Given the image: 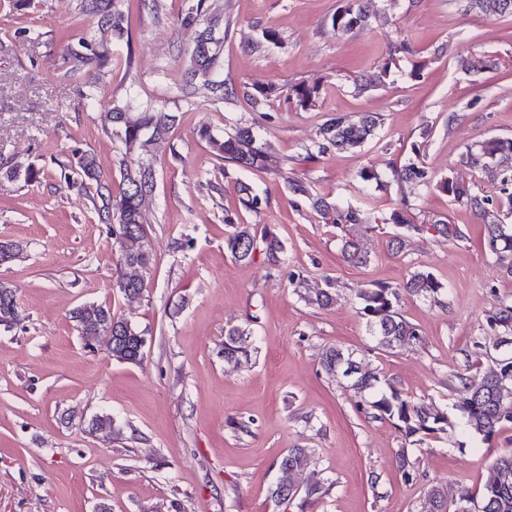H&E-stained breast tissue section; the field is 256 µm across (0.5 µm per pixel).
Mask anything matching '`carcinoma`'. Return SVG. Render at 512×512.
Here are the masks:
<instances>
[{"mask_svg":"<svg viewBox=\"0 0 512 512\" xmlns=\"http://www.w3.org/2000/svg\"><path fill=\"white\" fill-rule=\"evenodd\" d=\"M369 0H342V6L330 17L331 27L342 33L361 30L367 26L370 18ZM467 7L486 15L512 16V0H467ZM81 13L96 20L99 36L82 38L64 45L62 50V76L75 83L81 98L94 101L98 98L99 76L112 67V44L123 40L127 29L124 26V14L117 9V0H80ZM207 0H192L179 25L192 27L199 24L207 15ZM230 21H225L224 32L217 35L219 20L209 18L207 26L199 31L189 56L186 80L179 88L184 97H191L196 85L205 87L215 101L224 100L229 88L219 76L218 66L224 50V39L228 36ZM389 61L383 70L365 79L358 76L353 84L358 93H364L372 87L382 84L389 76ZM320 85L302 83L294 86L288 93V99L301 109L315 105ZM280 93L276 86L254 87L248 94L256 106ZM176 116L168 112H158L150 103L133 111V106L114 105L104 113L105 130L112 133L123 145L119 159L120 182L118 194L112 193V187L101 182L100 173L94 157L88 153L74 154L75 164L69 172L63 174L68 186L82 190L91 182L97 183L98 194L102 201L101 215L112 223V236L118 251L119 271L113 287L126 297L138 295L144 286L143 273L154 264V256L145 243L142 203L155 187V170L152 163L144 157L155 152L158 145L165 142L173 129ZM381 121L372 112H363L358 119L349 120L343 116L330 114L319 128L318 152L324 153L333 148L338 151L355 152L376 136ZM210 151L224 161L242 170H268L271 166V149L266 143L257 140L251 126H237L222 137L213 134L208 126L199 131ZM512 159V139H496L483 143L480 151L470 156L471 164L488 173L490 181L496 185L499 194L508 205V214H512V169L508 160ZM43 170L33 164L16 165L6 175L27 183L37 182ZM277 177L288 184L289 190L298 196L310 200L312 209L324 224L342 226L343 257L354 263L365 261L360 247L359 228L366 223L360 210L341 208L323 196L312 195L304 183L288 176L285 170H275ZM392 175L398 182H408L426 187L431 179L420 156L411 157L407 162L393 168ZM439 187L455 202H461L474 210L481 211L490 196L474 193L471 187L460 182L455 176L448 175L439 181ZM241 209L252 212L261 204V197L248 186L243 187L239 199ZM383 224H395L399 227H414L404 208H394L389 215L381 218ZM486 244L488 250L500 262L507 263V271L512 273V224L487 225ZM224 248L230 256L241 262L250 261L257 249H262L270 263L281 264L285 255L283 241L269 233L257 234L249 224H237L224 239ZM23 248L18 243H0V264L19 259ZM404 290L408 293L438 301L444 286L429 272L414 273L406 282ZM357 298L361 314L376 338L377 344L387 350H393L420 340V334L414 324L406 320L396 309L399 290L386 284H375L361 289ZM21 321L16 305V286L8 281H0V326L10 329ZM72 321L85 341L86 346H103L112 359L123 363H138L144 355L145 331L131 322L118 317L112 308L102 303H85L72 310ZM490 326L512 332V305H503L489 317ZM248 356L246 333L239 328H231L225 333L224 358L238 361ZM354 364L352 355L341 348L331 347L322 358L324 370L334 376L341 373L347 376V370ZM512 373V357L498 360L495 370L481 381L473 382L465 378L461 382L466 396L454 404L464 427L470 433L490 440L496 433L512 427V392L500 385L499 375ZM352 387L357 392L369 391L372 399L366 401V409L374 416L395 423L405 438L417 435L434 436L454 428L448 417V411L433 404L411 400L402 396L394 387L389 392L377 393L380 378L372 372L356 366L351 378ZM309 465V454L305 448H291L281 458L280 480L271 488V498L282 500L284 493L300 487L301 478ZM429 512H469V505L477 502L481 512H512V451L497 456L490 467L489 475L478 494L462 488L454 510L448 509V503L441 491L433 488L428 493Z\"/></svg>","mask_w":512,"mask_h":512,"instance_id":"carcinoma-1","label":"carcinoma"}]
</instances>
